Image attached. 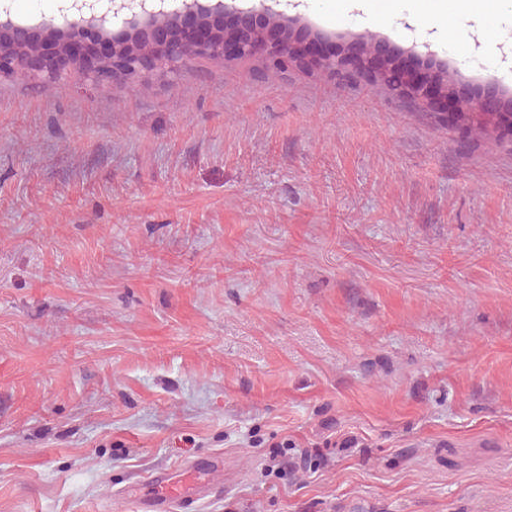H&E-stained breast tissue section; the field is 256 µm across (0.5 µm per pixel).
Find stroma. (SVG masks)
<instances>
[{
	"mask_svg": "<svg viewBox=\"0 0 512 512\" xmlns=\"http://www.w3.org/2000/svg\"><path fill=\"white\" fill-rule=\"evenodd\" d=\"M263 1L512 98L448 0ZM213 457L200 512H512V141L262 56L0 78V512H142ZM148 481L157 487V494L150 497L145 507H143L146 512H150L151 508L167 511L174 505H177L178 508H190L193 505V499H184L186 497L180 496L175 487L177 482L166 473H153ZM161 506H165V509Z\"/></svg>",
	"mask_w": 512,
	"mask_h": 512,
	"instance_id": "stroma-1",
	"label": "stroma"
}]
</instances>
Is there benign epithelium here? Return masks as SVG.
<instances>
[{"label":"benign epithelium","mask_w":512,"mask_h":512,"mask_svg":"<svg viewBox=\"0 0 512 512\" xmlns=\"http://www.w3.org/2000/svg\"><path fill=\"white\" fill-rule=\"evenodd\" d=\"M58 13L50 24L62 18L63 24L56 27L60 35L44 38L34 30L27 51L1 52V76L17 72L32 78L76 75L100 82L118 73L174 74L193 56L236 58L258 52L282 68L290 62L311 65L338 81L350 78L361 66L359 48L310 58L307 48L296 46L299 38L278 24L276 14L264 5L237 13L235 29L224 23L223 4L203 9L195 0H73L70 6L59 7ZM141 15L154 22L151 47L145 51L139 49L140 40L127 36L132 19ZM371 50L370 73L382 78L395 69L402 94L412 97L418 92L422 104L434 109L451 100L452 93L440 84L417 78L402 65L391 66V58L376 46Z\"/></svg>","instance_id":"7a95c632"}]
</instances>
